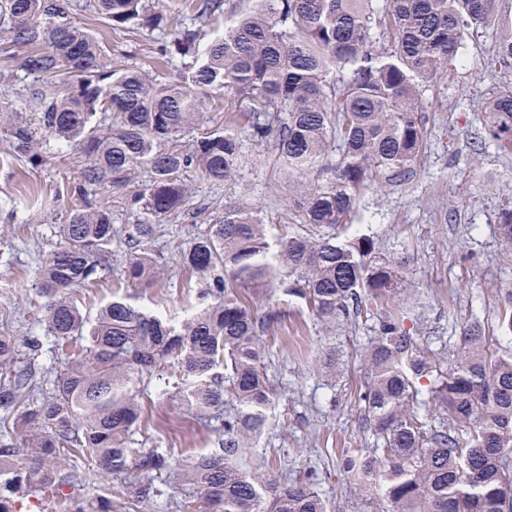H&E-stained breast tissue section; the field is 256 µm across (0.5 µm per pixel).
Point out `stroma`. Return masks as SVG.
<instances>
[{"mask_svg":"<svg viewBox=\"0 0 512 512\" xmlns=\"http://www.w3.org/2000/svg\"><path fill=\"white\" fill-rule=\"evenodd\" d=\"M74 17L101 42L114 68H136L166 82L181 67L176 58L162 62L160 42L148 31L131 36L82 12ZM466 55L465 64L449 66L442 79L421 91L420 115L428 136L410 178L367 194L359 205V228L406 258L403 274L411 292L407 328L444 362L455 351L464 321L478 319L487 336L498 338V305L512 289V245L497 230L502 205L512 201V155L486 138L483 125L488 103L512 82V63L496 56L489 27L468 39ZM470 136L482 139L481 153L467 148ZM50 149L51 157L39 165L0 150V327L18 336L41 337V363L54 369L53 339L44 333L33 284L42 259L60 243L59 225L77 202L70 189L80 181L83 158L76 147L55 141ZM243 152L246 160L231 181L214 183L196 170L185 172L191 193L183 208L158 226L151 247L167 273L139 302L168 320L179 321L195 311V290L180 267L181 249L205 234L226 206L242 201L257 205L268 224L279 227L291 220L290 198L321 180L316 170L285 178L272 144L248 140ZM124 261V244L115 240L110 270L82 292L84 314L95 316L118 294ZM252 300L259 311L278 314L267 335L268 375L277 400L240 468L314 481L330 512H374L371 493L351 488L339 470L344 449L373 443L357 394L365 376L361 355L374 334V320L327 324L298 299L273 291L256 293ZM331 347L343 352L333 376L316 367ZM143 401L145 423L130 432L129 447L155 448L178 461L214 446L217 433L209 418L191 407L178 388L165 395L150 390ZM117 487L112 476L92 474L83 493L110 500L112 512H176L182 493L171 482L160 496L131 501Z\"/></svg>","mask_w":512,"mask_h":512,"instance_id":"stroma-1","label":"stroma"}]
</instances>
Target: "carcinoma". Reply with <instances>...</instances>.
<instances>
[{
  "mask_svg": "<svg viewBox=\"0 0 512 512\" xmlns=\"http://www.w3.org/2000/svg\"><path fill=\"white\" fill-rule=\"evenodd\" d=\"M247 2L228 17L226 0H175L163 11L151 0H86L114 30L170 33L162 56L180 58L181 73L157 83L138 69H112L73 22L75 0H0L4 44L22 49L14 69L0 73L1 84L19 85L25 105L10 115L0 109L9 152L42 163L53 139L77 143L85 159L80 203L35 283L46 335L79 351L47 380L36 364L41 341L0 330V512H20L28 493L78 490L76 456L131 496L157 493L169 458L129 447L128 436L141 422L140 395L168 369L189 404L225 415L217 447L179 471L197 493L177 503L181 512H327L314 484L236 464L277 399L264 368V336L277 316L254 309L245 292L255 288L303 300L319 321L376 318L358 394L374 443L348 450L340 471L375 491L377 512H512V347H493L473 319L460 328L456 359L438 368L405 327L401 258L354 230L361 198L404 180L423 151L421 88L448 63L466 62V38L480 28L497 25L495 52L511 61L512 20L498 17L497 0ZM208 90L224 93L242 122L174 144L196 124L198 92ZM485 130L512 154V84L487 106ZM245 137L273 141L289 175L318 167L326 179L293 201L286 234L270 235L257 206L224 207L180 252L200 291L197 311L174 325L135 303L134 293L164 277L149 243L187 198L183 173L232 178ZM142 168L149 179L126 197L133 221L122 278L133 294L91 319L77 291L107 271L114 227L111 207L90 195L128 187ZM498 233L512 243L511 202L499 211ZM498 322L512 337V295ZM230 399L238 409L226 415ZM110 507L69 497L70 512Z\"/></svg>",
  "mask_w": 512,
  "mask_h": 512,
  "instance_id": "1",
  "label": "carcinoma"
}]
</instances>
